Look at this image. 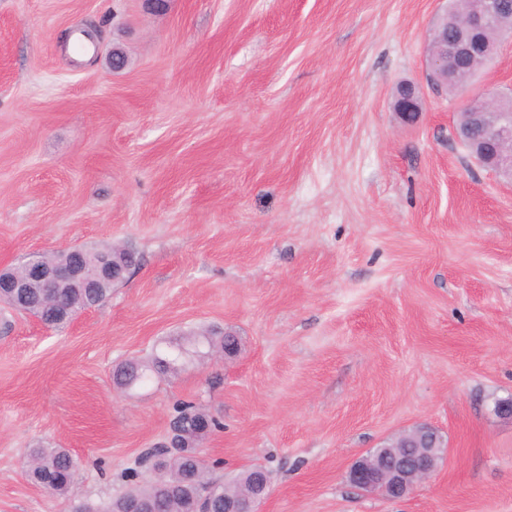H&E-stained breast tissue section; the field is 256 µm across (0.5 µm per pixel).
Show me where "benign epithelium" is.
<instances>
[{"label": "benign epithelium", "instance_id": "obj_1", "mask_svg": "<svg viewBox=\"0 0 512 512\" xmlns=\"http://www.w3.org/2000/svg\"><path fill=\"white\" fill-rule=\"evenodd\" d=\"M512 12V0H466L464 11L456 14L453 36H448V13L441 14L432 25L425 47L427 81L440 90L448 89V69L459 58L482 56L489 62L495 50L489 48L487 34L501 19ZM506 93H469L460 108L456 136L466 140L468 150L481 165L512 180V111L501 107ZM394 111L412 124L421 112V90L413 82L399 84L394 93ZM77 258L60 266H47L27 260L21 263L20 276L0 269V288L12 289V296L26 288H41L48 295L62 286L85 287V266L81 265L82 251L74 250ZM102 278L117 282L127 270L116 267V261L104 259L99 263ZM439 431L417 423L399 435L409 440L419 452L412 456L396 457L388 463L383 457L398 447L390 441L381 448H370L350 466L349 482L357 489L376 493L389 499H401L417 487L429 483L440 470L446 454L437 444ZM256 483L247 493L224 497V512H260L269 494L271 479L257 469Z\"/></svg>", "mask_w": 512, "mask_h": 512}]
</instances>
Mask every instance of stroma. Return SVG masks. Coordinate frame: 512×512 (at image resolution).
Returning a JSON list of instances; mask_svg holds the SVG:
<instances>
[{"mask_svg":"<svg viewBox=\"0 0 512 512\" xmlns=\"http://www.w3.org/2000/svg\"><path fill=\"white\" fill-rule=\"evenodd\" d=\"M448 0H0V264L120 243L136 265L64 331L0 307V512H71L157 478L175 402L223 428L216 474L272 475L262 512H512V183L425 83ZM121 50L127 65L112 71ZM422 86L417 123L392 108ZM512 88V40L474 92ZM231 360L121 389L171 338ZM448 458L403 500L355 458L414 424ZM69 450L67 497L27 448Z\"/></svg>","mask_w":512,"mask_h":512,"instance_id":"35a3bbf8","label":"stroma"}]
</instances>
